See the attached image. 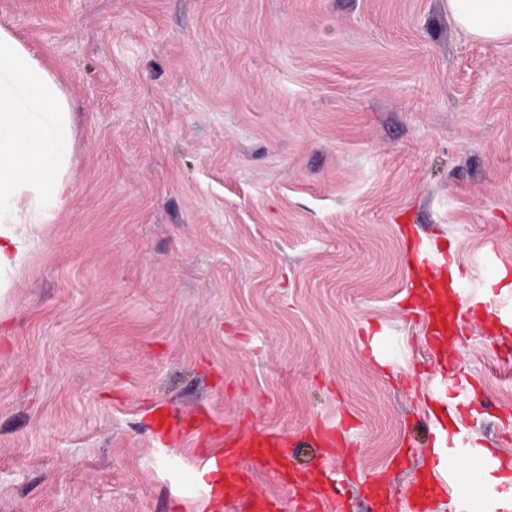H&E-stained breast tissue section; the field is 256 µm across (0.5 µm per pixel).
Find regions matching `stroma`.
Wrapping results in <instances>:
<instances>
[{"instance_id":"stroma-1","label":"stroma","mask_w":512,"mask_h":512,"mask_svg":"<svg viewBox=\"0 0 512 512\" xmlns=\"http://www.w3.org/2000/svg\"><path fill=\"white\" fill-rule=\"evenodd\" d=\"M0 26L77 126L71 202L0 304V512H251L154 438L195 406L291 434L294 480L335 426L349 512H396L441 379L412 244L512 297V44L447 0H0ZM495 318L446 353L512 453Z\"/></svg>"}]
</instances>
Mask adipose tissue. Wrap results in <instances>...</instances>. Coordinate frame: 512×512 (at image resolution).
I'll return each mask as SVG.
<instances>
[{
	"label": "adipose tissue",
	"mask_w": 512,
	"mask_h": 512,
	"mask_svg": "<svg viewBox=\"0 0 512 512\" xmlns=\"http://www.w3.org/2000/svg\"><path fill=\"white\" fill-rule=\"evenodd\" d=\"M448 18L476 39L512 43V0H448ZM75 138L60 82L1 26L0 299L71 200Z\"/></svg>",
	"instance_id": "obj_1"
}]
</instances>
